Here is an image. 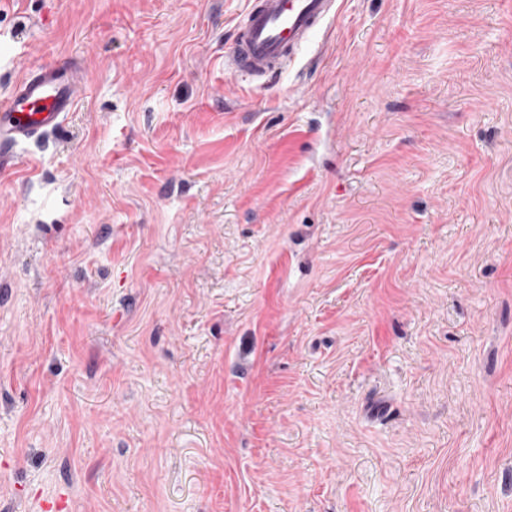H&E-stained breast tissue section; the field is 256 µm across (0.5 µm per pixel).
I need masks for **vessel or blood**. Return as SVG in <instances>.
<instances>
[{
    "label": "vessel or blood",
    "mask_w": 512,
    "mask_h": 512,
    "mask_svg": "<svg viewBox=\"0 0 512 512\" xmlns=\"http://www.w3.org/2000/svg\"><path fill=\"white\" fill-rule=\"evenodd\" d=\"M337 9V0H252L238 23L228 71L250 81L281 74ZM82 94L68 58L28 72L0 99V165L19 145L60 128Z\"/></svg>",
    "instance_id": "obj_1"
}]
</instances>
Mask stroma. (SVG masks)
Wrapping results in <instances>:
<instances>
[{"instance_id":"1","label":"stroma","mask_w":512,"mask_h":512,"mask_svg":"<svg viewBox=\"0 0 512 512\" xmlns=\"http://www.w3.org/2000/svg\"><path fill=\"white\" fill-rule=\"evenodd\" d=\"M0 0V512H512V0ZM337 0H253L238 22L227 57L233 76L249 81L282 73L312 37L333 19ZM82 94V82L66 57L28 72L0 100V165L12 162L19 145L60 128Z\"/></svg>"}]
</instances>
